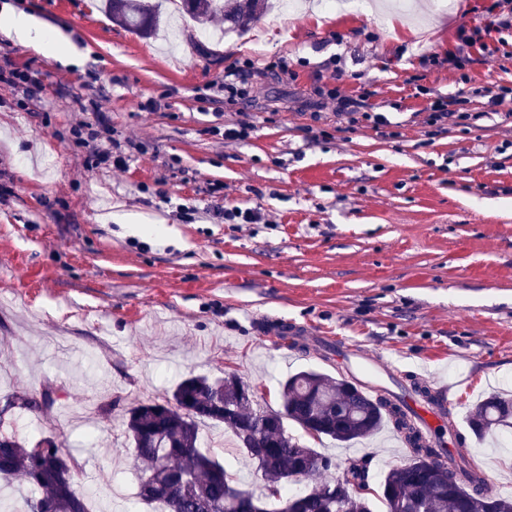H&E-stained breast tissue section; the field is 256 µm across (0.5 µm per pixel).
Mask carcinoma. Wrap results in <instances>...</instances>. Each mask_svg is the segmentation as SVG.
Instances as JSON below:
<instances>
[{"mask_svg":"<svg viewBox=\"0 0 512 512\" xmlns=\"http://www.w3.org/2000/svg\"><path fill=\"white\" fill-rule=\"evenodd\" d=\"M273 0H180L182 11L204 25L224 18V30L243 34L272 8ZM112 21L143 37L153 35L160 12L156 0H106ZM281 406L273 410L256 400L251 385L235 374L212 380L181 378L171 394L142 401L127 410L125 433L139 473L138 496L160 512H373L366 469L349 461L344 482L323 479L292 493L288 486L320 475L331 461L288 433V423L314 438L340 443L367 438L386 425L396 428L411 448L410 459L392 467L380 482L386 512H512V497L484 488L480 469L462 460L453 471L433 461L426 442L401 402L387 396L369 398L360 380L301 370L281 383ZM15 404L0 413V426L24 415L50 409L57 401L52 387L40 399L14 391ZM222 424L239 448L256 464L264 493L237 487L224 464L204 450L206 422ZM473 435L482 439L497 429H512V394L495 393L476 403L468 417ZM82 464L64 453L52 437L21 441L0 433V489L19 482L44 512H89L88 500L73 488Z\"/></svg>","mask_w":512,"mask_h":512,"instance_id":"1","label":"carcinoma"}]
</instances>
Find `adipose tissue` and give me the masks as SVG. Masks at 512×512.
<instances>
[{
  "mask_svg": "<svg viewBox=\"0 0 512 512\" xmlns=\"http://www.w3.org/2000/svg\"><path fill=\"white\" fill-rule=\"evenodd\" d=\"M0 38L23 43L39 54L66 64L73 61L59 32L7 6L0 8Z\"/></svg>",
  "mask_w": 512,
  "mask_h": 512,
  "instance_id": "ef3b65f1",
  "label": "adipose tissue"
}]
</instances>
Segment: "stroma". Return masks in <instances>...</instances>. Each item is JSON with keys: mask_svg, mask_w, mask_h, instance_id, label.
Instances as JSON below:
<instances>
[{"mask_svg": "<svg viewBox=\"0 0 512 512\" xmlns=\"http://www.w3.org/2000/svg\"><path fill=\"white\" fill-rule=\"evenodd\" d=\"M315 2L260 41L225 33L219 17L186 28L174 54L99 0H0L58 28L78 59L0 38V69L42 85L31 99L0 83V396L57 389L51 410L14 430L80 458L74 487L91 512H147L125 451L128 408L182 376L227 373L279 408L288 375L338 374L323 336L383 357L400 384L426 372L447 385L459 403L448 447L512 494V446L466 423L478 400L512 392V102L491 103L512 86V34L451 69L456 29L485 22L496 0L333 13ZM246 59L260 67L246 98L225 100V73ZM332 88L388 130L313 114ZM461 93L477 121L430 135L431 98ZM150 99L159 109L145 110ZM244 112L247 140L214 134ZM101 114L97 146L135 144L126 169L92 166L93 147L73 141ZM225 203L261 207L266 221L224 223L213 208ZM181 204L198 218L179 217ZM281 324L303 346L282 344ZM288 431L331 460L332 477L365 459L374 489L405 462L389 426L349 446ZM202 435L240 488L262 493L228 430L208 423Z\"/></svg>", "mask_w": 512, "mask_h": 512, "instance_id": "obj_1", "label": "stroma"}]
</instances>
